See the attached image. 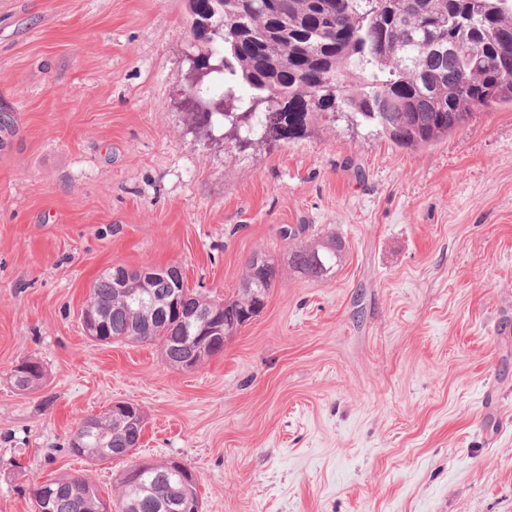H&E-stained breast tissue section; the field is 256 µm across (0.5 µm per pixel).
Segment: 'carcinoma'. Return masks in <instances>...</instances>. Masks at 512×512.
Wrapping results in <instances>:
<instances>
[{"label":"carcinoma","instance_id":"carcinoma-1","mask_svg":"<svg viewBox=\"0 0 512 512\" xmlns=\"http://www.w3.org/2000/svg\"><path fill=\"white\" fill-rule=\"evenodd\" d=\"M222 0L224 39H215L208 56H224V70L213 73L221 90L202 88L198 96L233 101L236 112H215L212 125L224 127V139L238 145L286 141L308 123L331 114L350 117L371 133L403 148L433 146L480 112L512 105V0ZM457 47L448 46V35ZM263 109L234 124L256 98ZM345 244L332 232L292 247L288 267L320 281L344 258ZM277 275L248 258L240 288L228 300L188 288L182 268L165 267L148 288L160 299L176 288L199 312L187 324L167 320L150 304L116 291L103 274L93 282L86 308L105 323L108 343H156L170 366L181 369L194 349L192 336L211 320L242 321L254 294L268 296ZM37 372L13 369L10 381L26 392L41 387ZM84 447L68 448L91 462L120 457L129 446L122 431L103 416L88 431ZM142 485L123 472L118 479L116 512H169L191 476L178 462H147ZM58 487L51 512H97L102 501L87 477L51 480Z\"/></svg>","mask_w":512,"mask_h":512}]
</instances>
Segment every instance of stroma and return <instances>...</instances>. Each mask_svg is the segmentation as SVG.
<instances>
[{
  "label": "stroma",
  "instance_id": "stroma-1",
  "mask_svg": "<svg viewBox=\"0 0 512 512\" xmlns=\"http://www.w3.org/2000/svg\"><path fill=\"white\" fill-rule=\"evenodd\" d=\"M189 0H0V512L85 474L177 459L202 512H512V106L401 148L346 120L241 148L195 128ZM345 243L322 281L280 231ZM282 272L222 353L187 371L157 345L84 332L113 265H180L235 296ZM40 361L38 390L10 382ZM141 447L87 462L76 422L112 403Z\"/></svg>",
  "mask_w": 512,
  "mask_h": 512
}]
</instances>
